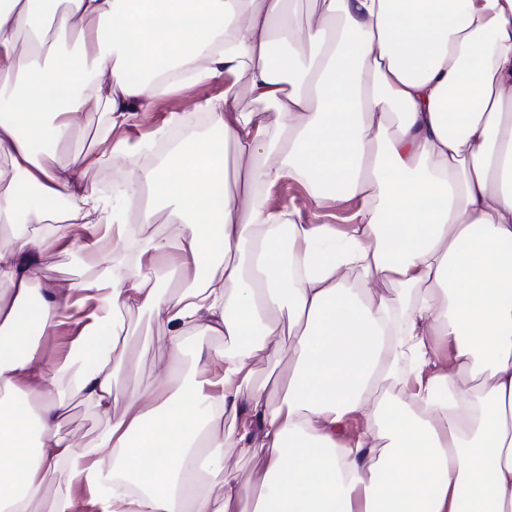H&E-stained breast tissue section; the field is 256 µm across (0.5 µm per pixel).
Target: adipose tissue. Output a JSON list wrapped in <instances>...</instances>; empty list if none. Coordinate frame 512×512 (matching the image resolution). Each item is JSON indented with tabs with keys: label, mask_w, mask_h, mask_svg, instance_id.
I'll return each mask as SVG.
<instances>
[{
	"label": "adipose tissue",
	"mask_w": 512,
	"mask_h": 512,
	"mask_svg": "<svg viewBox=\"0 0 512 512\" xmlns=\"http://www.w3.org/2000/svg\"><path fill=\"white\" fill-rule=\"evenodd\" d=\"M62 3L0 0V512H77L76 482L97 512H512V0ZM181 65L225 80L213 134L123 173L135 214L108 207L113 128ZM85 112L101 154L68 147ZM286 178L318 207L357 199L354 224L265 209ZM52 246L94 277L43 284ZM168 250L172 291L146 262ZM134 311L170 330L145 399L124 388ZM189 333L224 345L175 394ZM74 395L125 409L89 443L58 431ZM229 448L257 473L231 477Z\"/></svg>",
	"instance_id": "adipose-tissue-1"
}]
</instances>
